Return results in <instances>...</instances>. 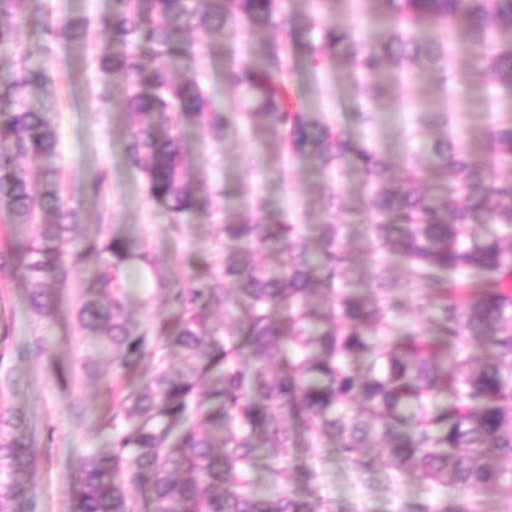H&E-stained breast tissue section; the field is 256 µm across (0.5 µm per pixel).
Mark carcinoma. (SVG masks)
Returning a JSON list of instances; mask_svg holds the SVG:
<instances>
[{"instance_id":"cac0c4a2","label":"carcinoma","mask_w":512,"mask_h":512,"mask_svg":"<svg viewBox=\"0 0 512 512\" xmlns=\"http://www.w3.org/2000/svg\"><path fill=\"white\" fill-rule=\"evenodd\" d=\"M285 0H115L100 20L118 49L98 65L111 82L124 85V110L137 118L125 154L144 171L150 198L172 219L206 212L182 171L179 139L171 128L202 118L221 139L240 118L215 107L193 77H174L159 64L172 55L194 54L187 39L195 29L225 35L227 84L249 105V114L283 133L285 151L305 156L321 170L354 164L364 176L372 212L373 251L397 259L380 263L368 285L370 306L347 289L354 256L341 243L343 225L332 196L319 225L318 250L308 253L298 225L262 199L249 220L224 217V272L203 267L186 284L154 276L150 252L120 238H86L82 252L98 259L88 287L106 299L83 301L85 329H102L112 350L113 376L125 379L147 361L151 377L127 391L111 416L112 449L82 461L74 488L79 512H140L129 489L146 485L151 512H317L316 503L282 493H255L256 441L270 457L288 459L297 428L312 451L327 438L355 472L371 461L361 453L385 444L378 463L390 472L413 473L430 486L477 493L494 489L512 500V470L492 458L512 460V179L496 177L512 163V124L493 125L484 137L490 155L478 156L446 137L434 143V166L452 174L431 185L413 167L395 176L383 153L355 143L322 118L288 102V45L261 47V64L235 58V25L259 30L275 22L317 30L311 64L322 69L350 61L372 99L389 86L390 66L410 63L430 90L453 78L448 43L434 34L460 27L461 42L479 64L512 88V0H370L382 5L377 31L354 32L335 21L284 13ZM37 25L63 49L78 41L86 21L56 22L36 0H0V52L14 50L22 25ZM32 87L54 95L55 79L43 63L16 55L0 72V211L21 224L48 227L26 242L0 240V271L21 267L30 301L42 316L55 306L53 289L71 275L65 246L78 236L77 212L60 181L31 180L18 160L51 153L54 126L47 113L26 104ZM270 241L279 244L280 269L257 260ZM129 269L153 276L166 295L170 317L151 331H131L124 276ZM421 288L416 308L424 320L401 325L407 308L401 288ZM235 293L230 321L205 325L204 311ZM182 352L172 366L159 351ZM484 351L476 361L474 350ZM35 459L25 415L0 401V512H16L26 500L35 509L23 475Z\"/></svg>"}]
</instances>
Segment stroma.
Returning a JSON list of instances; mask_svg holds the SVG:
<instances>
[{
	"label": "stroma",
	"instance_id": "1",
	"mask_svg": "<svg viewBox=\"0 0 512 512\" xmlns=\"http://www.w3.org/2000/svg\"><path fill=\"white\" fill-rule=\"evenodd\" d=\"M40 5L54 19L68 14L91 19L82 42L66 50L48 49V38L40 28L26 25L18 32L19 49L45 61L57 85L54 98L44 97L36 88L28 95L33 109L49 112L56 148L25 160L24 165L38 181L53 173L63 178L66 200L78 212L82 236L107 234L147 249L159 277L182 284L202 265L215 271L223 268L225 216L250 217L256 199L263 197L302 225L310 244L324 217L325 196L338 192L348 206L337 221L344 224V242L356 257L349 279L353 291L363 292L376 256L369 245L368 196L355 168L346 167L338 177L304 157L284 153L280 138L257 119H242L220 141L210 136L204 123L189 122L178 129L185 173L210 205L206 214L189 212L172 223L166 209L148 196L141 170L126 159L124 145L135 121L121 108L122 85L113 84L112 104L102 105L98 98L105 81L98 58L114 45L97 20L112 13L113 0H40ZM190 39L195 56L168 58L165 66L177 76H196L217 107L242 108L239 92L224 82L220 33L199 30ZM271 39L288 43L291 97L351 140L383 151L394 173L415 167L434 177L431 147L436 139L450 136L483 154L484 130L492 124L512 123V88L498 84L460 46L452 48L455 84L431 97L433 107L452 119L443 127L416 121L414 109L427 98L416 68H408L391 82L387 95L373 103L364 88L354 85L349 63L313 71L306 39L292 28L254 31L240 24L235 37L237 60L256 63L262 41ZM366 105L373 106L376 120L362 126L356 123L354 111ZM101 173L106 176L104 193L98 198L87 195L86 184ZM68 257L73 274L65 287L56 289L55 311L48 317L32 309L22 269L0 273V382L6 384L7 400L24 412L34 432L37 462L25 478L34 490L37 512H76L73 489L81 460L112 447L109 421L116 404L112 354L77 317L84 299L82 285L92 278L97 263L75 248L69 249ZM128 291V314L135 331L153 328L168 315L167 299L154 292L151 280L130 276ZM88 355L97 361L91 376L78 370ZM312 469L319 474L314 482L305 478ZM254 479L258 495L290 490L315 499L320 512H416V504L423 500L436 512H458L468 499L454 490L428 489L414 476L391 475L377 466L356 475L338 455L335 442L324 441L314 454L303 433L297 435L288 462L262 458Z\"/></svg>",
	"mask_w": 512,
	"mask_h": 512
}]
</instances>
